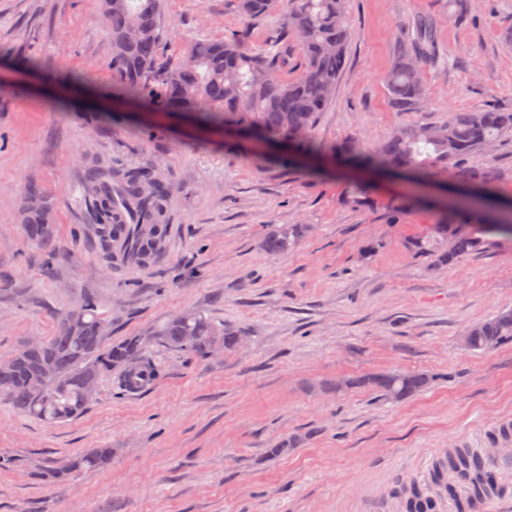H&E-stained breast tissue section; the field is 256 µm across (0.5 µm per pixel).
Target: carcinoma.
Wrapping results in <instances>:
<instances>
[{
	"label": "carcinoma",
	"instance_id": "1",
	"mask_svg": "<svg viewBox=\"0 0 512 512\" xmlns=\"http://www.w3.org/2000/svg\"><path fill=\"white\" fill-rule=\"evenodd\" d=\"M272 0H237L240 14L250 21L265 19ZM112 37V80L119 98L143 97L151 108L162 112H182L207 125L233 127L258 144L279 146L288 156L313 153L311 132L318 117L329 105L346 65L351 32L346 23L347 0H285L277 35L264 53L247 48L245 37L232 34L220 41L197 40L186 48L175 65L159 63L161 41V0H101ZM296 35L302 57L301 71L291 78L281 74L288 66V34ZM436 62L435 25L427 15L416 17L411 27L400 31L386 86L391 106L398 112H416L429 97L421 73ZM512 133V111L489 107L477 112L448 111L442 124L415 123L400 127L382 143L367 151L361 141H344L333 155L367 169L399 171L415 180L437 174L448 165L459 166L456 180L464 185L455 206L440 213L435 234L446 245L437 247L418 241L414 247L446 266L478 249L477 233H509L512 211L486 216L479 196L491 192L492 174L462 163L498 139ZM104 171L90 167L85 189L96 201V220L107 258L112 248L124 243V263L142 266L157 251L170 187L155 170L138 167L116 175L112 191L125 200L142 218L140 224L112 222L113 196L105 192ZM52 207L42 190L27 188L21 221L28 237L46 252L56 245L51 225ZM302 224H273L263 242L271 253H284L304 236ZM469 350L491 351L512 342V310L480 322ZM110 324L97 313L92 298L63 313L53 335L40 341L24 342L18 358L10 366L0 364V395L22 413L47 423L81 415L90 399L84 385L104 374L115 373L120 386L130 391L153 381L158 370L151 354L164 348L190 358L204 360L212 354V344L224 349L240 345L242 332L230 325H218L201 312L171 317L139 336L109 341ZM433 376L422 371H387L367 374L336 388H367L395 402L405 400L430 387ZM112 462V449L93 448L79 457L66 458L58 467L34 471L36 479L59 478L80 471H97ZM450 471L472 486L470 496L459 504L460 512H472L485 497L483 484L470 478L465 459Z\"/></svg>",
	"mask_w": 512,
	"mask_h": 512
}]
</instances>
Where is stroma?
<instances>
[{"label": "stroma", "instance_id": "35a3bbf8", "mask_svg": "<svg viewBox=\"0 0 512 512\" xmlns=\"http://www.w3.org/2000/svg\"><path fill=\"white\" fill-rule=\"evenodd\" d=\"M250 22L237 0H163L161 62L186 46L245 31L255 52L281 13ZM436 23L429 99L390 106L385 78L398 31L418 15ZM347 64L312 138L314 156L264 159L223 130L182 114L144 117L112 96L110 24L99 0H0V357L54 334L57 319L94 298L118 342L188 310L239 327L232 352L194 360L155 349L159 369L139 394L116 376L98 381L77 418L48 425L0 396V512H404L407 490L427 488L439 449L458 439L484 449L512 415V343L463 347L471 324L512 310V236L485 234L445 267L415 253L438 221L431 200L453 174L425 180L429 204L379 172L333 169L337 144L373 146L404 124H440L449 111L512 110V0H350ZM512 200V136L478 153ZM150 165L170 185L161 251L146 266L107 261L84 189L97 166ZM40 185L53 207L57 247L47 258L26 233L21 202ZM372 185L370 202L351 190ZM272 224H302L288 253L264 250ZM426 371L434 381L401 402L334 383L379 371ZM297 436L295 448H268ZM93 448L99 471L55 481L31 469Z\"/></svg>", "mask_w": 512, "mask_h": 512}]
</instances>
